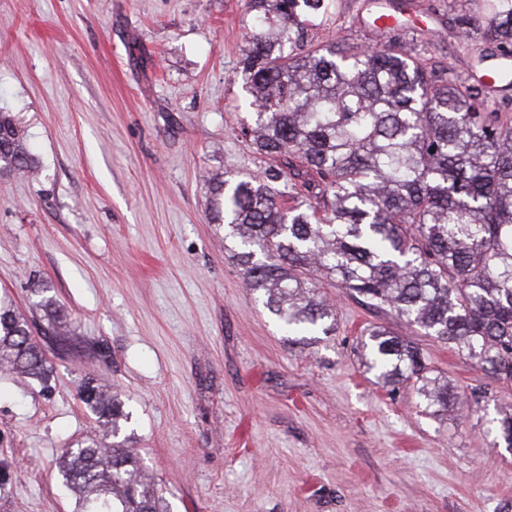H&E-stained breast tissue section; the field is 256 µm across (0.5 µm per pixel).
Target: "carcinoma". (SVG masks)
Instances as JSON below:
<instances>
[{"label": "carcinoma", "mask_w": 512, "mask_h": 512, "mask_svg": "<svg viewBox=\"0 0 512 512\" xmlns=\"http://www.w3.org/2000/svg\"><path fill=\"white\" fill-rule=\"evenodd\" d=\"M332 0H243L251 17L240 75L251 121L241 135L279 164L215 178L212 221L239 239L246 284L290 333L335 331L318 291L339 282L362 304L474 358L512 381V114L496 95L512 88V0H471L455 18L475 72L421 54L409 24L375 46L308 40ZM482 31L495 49L470 45ZM27 131L0 110V171L32 172ZM297 201L284 206V199ZM369 369L384 385L423 382L440 411L454 390L428 380L423 353L382 326L368 333ZM0 367L40 375L28 321L0 305ZM83 403L107 425L59 457L78 512H168L163 489L133 450L106 442L129 414L93 381ZM498 437L512 447V412Z\"/></svg>", "instance_id": "1"}]
</instances>
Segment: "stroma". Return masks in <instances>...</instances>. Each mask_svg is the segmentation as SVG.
<instances>
[{"instance_id": "stroma-1", "label": "stroma", "mask_w": 512, "mask_h": 512, "mask_svg": "<svg viewBox=\"0 0 512 512\" xmlns=\"http://www.w3.org/2000/svg\"><path fill=\"white\" fill-rule=\"evenodd\" d=\"M470 7L418 0L455 76ZM365 11L333 0L309 36L368 44ZM246 26L242 0H0V109L39 164L0 173V300L50 374L0 370V512H77L57 459L103 431L80 401L89 378L123 402L117 439L170 512H512L495 432L511 383L333 284L335 332L305 338L245 287L209 180L273 164L239 135ZM374 324L419 347L453 409L377 384Z\"/></svg>"}]
</instances>
